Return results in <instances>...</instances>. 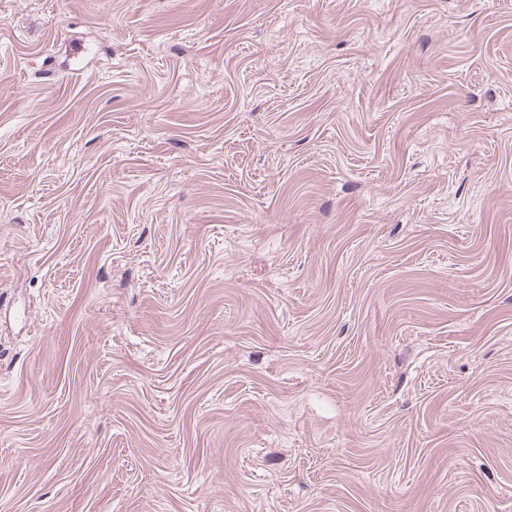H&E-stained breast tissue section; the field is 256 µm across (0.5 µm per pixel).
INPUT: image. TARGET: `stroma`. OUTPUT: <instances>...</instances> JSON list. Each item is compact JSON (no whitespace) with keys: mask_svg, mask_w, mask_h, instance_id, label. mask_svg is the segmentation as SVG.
<instances>
[{"mask_svg":"<svg viewBox=\"0 0 512 512\" xmlns=\"http://www.w3.org/2000/svg\"><path fill=\"white\" fill-rule=\"evenodd\" d=\"M0 512H512V0H0Z\"/></svg>","mask_w":512,"mask_h":512,"instance_id":"1","label":"stroma"}]
</instances>
